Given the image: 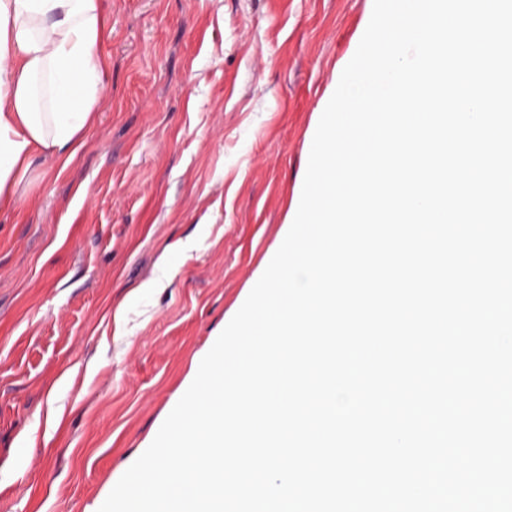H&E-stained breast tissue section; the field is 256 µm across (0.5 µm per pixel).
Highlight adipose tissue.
<instances>
[{
    "mask_svg": "<svg viewBox=\"0 0 512 512\" xmlns=\"http://www.w3.org/2000/svg\"><path fill=\"white\" fill-rule=\"evenodd\" d=\"M104 0H0V213L35 158L72 162L106 96Z\"/></svg>",
    "mask_w": 512,
    "mask_h": 512,
    "instance_id": "ef3b65f1",
    "label": "adipose tissue"
}]
</instances>
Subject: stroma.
I'll use <instances>...</instances> for the list:
<instances>
[{
    "mask_svg": "<svg viewBox=\"0 0 512 512\" xmlns=\"http://www.w3.org/2000/svg\"><path fill=\"white\" fill-rule=\"evenodd\" d=\"M371 0H106L74 162L0 214V512H98L297 206Z\"/></svg>",
    "mask_w": 512,
    "mask_h": 512,
    "instance_id": "35a3bbf8",
    "label": "stroma"
}]
</instances>
